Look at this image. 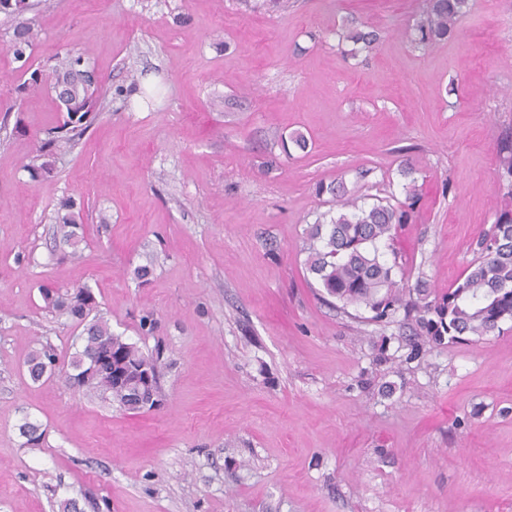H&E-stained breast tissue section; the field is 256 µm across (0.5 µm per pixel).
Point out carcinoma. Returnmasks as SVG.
Wrapping results in <instances>:
<instances>
[{"mask_svg": "<svg viewBox=\"0 0 512 512\" xmlns=\"http://www.w3.org/2000/svg\"><path fill=\"white\" fill-rule=\"evenodd\" d=\"M36 7L35 0H0V16L11 23L12 28L9 52L19 63L18 71L28 76L23 91L30 99L36 98L46 83V75L39 69H31L30 65L39 32L25 15ZM469 9V0H429L427 10L403 35L412 44L425 47L447 37ZM335 35L338 43L350 41L366 53L375 49L378 40L373 30L344 28ZM81 61L82 55L70 51L55 57L51 78L69 85L70 100L80 104V111L73 112L66 106L59 108L61 119L35 137L29 162L24 165L34 181L54 176L55 158L72 151L106 107L108 91L104 83H92L74 73ZM497 157L502 196L499 214L477 243L478 260L441 298L428 300V286L422 280L412 290L400 284L394 278L396 264L388 263L379 252L378 244L391 238L397 226L413 221L417 204L413 182L406 187L407 201L398 206L381 202L361 205L357 198L348 194L344 184L332 188L339 212L330 219L328 227L314 224L310 228L311 243L305 260L308 270L317 276L328 296L345 307L369 310L375 320L411 305L422 333L438 345L447 339L454 341L462 336L480 337L495 332L501 323L512 321V139L505 138L498 144ZM56 222L60 224L71 254H77L84 241L80 232L81 203L74 198L64 201ZM411 291L416 293L417 300L409 303L406 294ZM40 293L46 309L66 317L87 332L83 347L69 356L67 378L80 373L89 351L110 349L112 373L102 374L91 390L126 410L140 409L134 398L140 382L137 369L150 355L112 332L107 320L99 314L93 288L88 284L73 288L44 285ZM56 361L57 355L50 346L32 351L26 361L31 380L38 382L45 374L52 373ZM18 430L27 445L36 446L45 438L42 425L27 416L22 418Z\"/></svg>", "mask_w": 512, "mask_h": 512, "instance_id": "cac0c4a2", "label": "carcinoma"}]
</instances>
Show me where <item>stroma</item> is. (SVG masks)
<instances>
[{"mask_svg":"<svg viewBox=\"0 0 512 512\" xmlns=\"http://www.w3.org/2000/svg\"><path fill=\"white\" fill-rule=\"evenodd\" d=\"M426 5L40 0L34 65L79 52L131 105L113 101L50 181L24 165L58 117L51 89L0 143V512H512V321L437 345L404 311L345 313L305 268L340 183L395 205L415 182L414 223L380 250L438 296L496 219L512 0H472L418 48L402 32ZM348 25L377 32L372 53L338 47ZM71 196L77 259L55 221ZM44 282L90 285L115 334L160 352V407L30 379L32 349L65 357L80 333ZM26 416L41 446H24Z\"/></svg>","mask_w":512,"mask_h":512,"instance_id":"stroma-1","label":"stroma"}]
</instances>
